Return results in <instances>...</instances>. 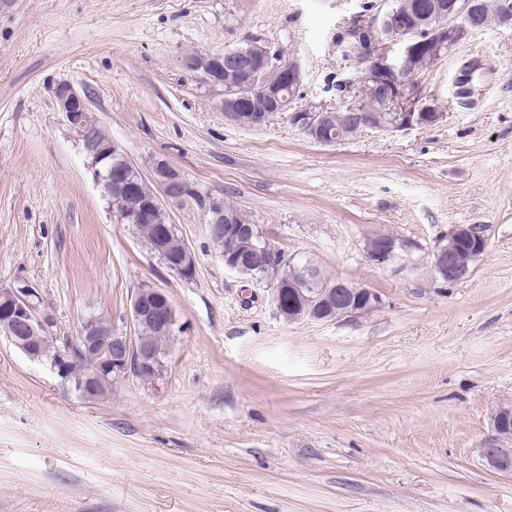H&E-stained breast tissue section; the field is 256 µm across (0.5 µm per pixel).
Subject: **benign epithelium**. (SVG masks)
<instances>
[{
	"mask_svg": "<svg viewBox=\"0 0 512 512\" xmlns=\"http://www.w3.org/2000/svg\"><path fill=\"white\" fill-rule=\"evenodd\" d=\"M386 7L377 10L373 23L383 36L373 38L368 57L369 65L364 75L349 87L352 104L345 113L297 105L303 73L300 65L267 43L253 47V52L236 50L223 53H202L183 59V67L192 72H204L215 85L224 84V74L238 78V89L222 102L225 120L237 125L261 126L277 115L288 116L289 122L307 139L333 146L342 142L341 137L327 135L331 128L355 124L379 132H401L417 126H430L443 121L446 113L424 101L415 79L412 59L418 46L427 43L440 50L452 47L480 31L473 21L482 6L481 0H448V8L435 7L436 25L423 27L426 19H410L404 7H394L384 0ZM274 66L283 73L282 85H265L256 88L254 59ZM375 84L389 87L390 111L368 112L365 107L366 92ZM259 95L264 103L263 112H245L243 105L252 104V96ZM56 104L71 128L77 133L81 149L97 183L124 177L135 169L126 149L112 141L104 143L95 136L96 124L91 119L84 98L70 85L60 84L55 89ZM133 187L144 193L142 207L117 216V221L144 224L151 215L163 208L169 200H180L189 192V184L168 161L155 163L151 179L138 176ZM206 228L224 225V267L238 274H250L257 282H265L272 290V299L284 320L308 319L327 322L336 315L351 316L370 312L380 305L379 295L360 285L347 286L343 281L320 279L311 267L299 268L292 258H285L286 267L294 280L286 287L279 277V269L252 271L238 254L239 240L255 241L253 249L259 253H273L278 245L265 237L256 224H234L224 218V200L211 198L204 210ZM488 244L484 230L477 224H453L433 251V267L453 282L463 278L467 269L462 266L448 268V257L457 251H467L473 258L482 255ZM396 239H385L373 245V238L366 239L364 251L367 258L380 265L396 255ZM167 267L184 280H192L197 272L195 252L184 246L182 252L167 260ZM130 323L135 331L149 323L162 333L177 331L174 307L167 294L156 288H142L134 296L130 309ZM53 325L50 315L40 311L38 296L27 285L0 290V335L33 361L39 354L26 340L27 335ZM77 358L87 363L81 378L72 379L66 374V363ZM162 365L158 352L140 337L132 336L99 318L85 319L78 334L66 338V355L51 364V369L85 398L96 397L98 385L104 380H115L130 375L141 377L155 374Z\"/></svg>",
	"mask_w": 512,
	"mask_h": 512,
	"instance_id": "benign-epithelium-1",
	"label": "benign epithelium"
}]
</instances>
